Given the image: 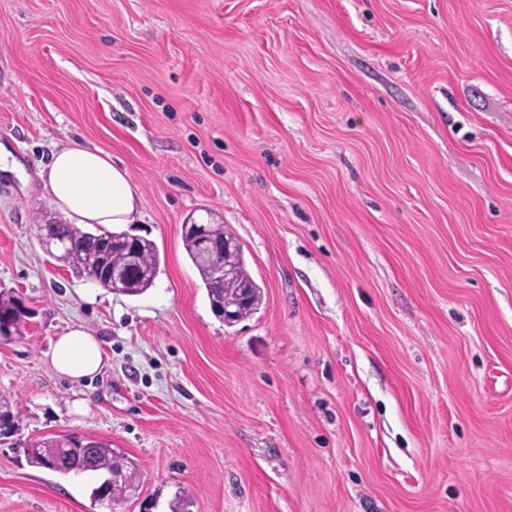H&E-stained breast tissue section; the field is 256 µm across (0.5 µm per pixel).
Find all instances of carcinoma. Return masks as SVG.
<instances>
[{
    "mask_svg": "<svg viewBox=\"0 0 512 512\" xmlns=\"http://www.w3.org/2000/svg\"><path fill=\"white\" fill-rule=\"evenodd\" d=\"M35 230L39 240L57 239L69 244L67 251L60 256V260L76 276L90 280L100 278L103 266L96 260L98 234L84 231L76 224H61L55 221L37 224ZM182 240L187 256L197 269L202 285L207 291L211 309L216 316H221L219 307L223 298L236 296L244 284L249 287V305L241 311L239 319L242 320L257 312L263 303L264 290L250 275L243 252H238L234 275L223 279L201 260L193 221L189 220L182 225ZM134 245L141 266L152 272V276L138 281L136 287L124 290L123 294L128 296L141 295L151 288L160 266L159 255L153 241L138 236L134 239ZM26 318L28 314L22 300L12 293L0 291V324L7 327L9 332L19 335L22 333ZM0 417L9 419L19 428L22 427V411L9 398L2 395H0ZM24 453L27 462L33 467L44 468L48 460L55 458L59 461L62 471L74 465H81L88 471L102 472L107 478L115 472L122 474L131 484L138 481L136 463L124 452L103 440L70 435L67 437V443L64 444L59 436L45 437L27 444Z\"/></svg>",
    "mask_w": 512,
    "mask_h": 512,
    "instance_id": "obj_1",
    "label": "carcinoma"
}]
</instances>
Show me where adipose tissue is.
Returning <instances> with one entry per match:
<instances>
[{"instance_id": "adipose-tissue-1", "label": "adipose tissue", "mask_w": 512, "mask_h": 512, "mask_svg": "<svg viewBox=\"0 0 512 512\" xmlns=\"http://www.w3.org/2000/svg\"><path fill=\"white\" fill-rule=\"evenodd\" d=\"M39 177L53 203L80 224H127L137 207L138 191L126 170L97 148L76 145L57 151ZM50 361L72 380L91 377L102 367L101 344L83 327L73 326L53 341Z\"/></svg>"}]
</instances>
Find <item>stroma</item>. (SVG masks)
I'll return each mask as SVG.
<instances>
[{"label":"stroma","mask_w":512,"mask_h":512,"mask_svg":"<svg viewBox=\"0 0 512 512\" xmlns=\"http://www.w3.org/2000/svg\"><path fill=\"white\" fill-rule=\"evenodd\" d=\"M111 155L154 241L138 296L76 278L39 171ZM0 512H108L30 466L77 434L134 459L117 512H512V0H0ZM227 225L264 289L233 327L182 242ZM84 326L98 375L61 376ZM26 318H28V314L22 300L12 293L9 294L0 291L1 330L5 325L10 332L9 335H12V333L15 335H21ZM1 336L5 335L2 334ZM50 361L58 373L74 381L92 377L102 367L101 344L83 327H69L52 342Z\"/></svg>","instance_id":"obj_1"}]
</instances>
